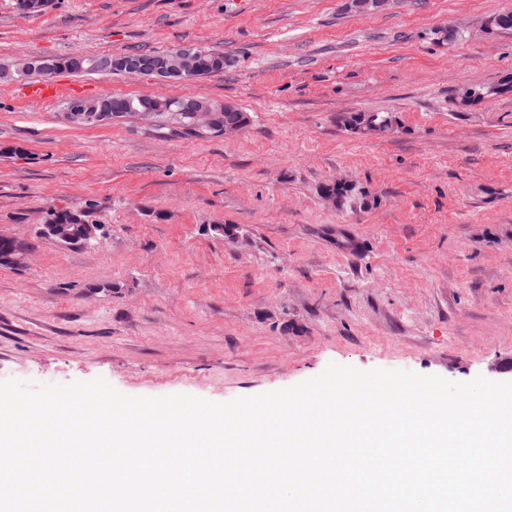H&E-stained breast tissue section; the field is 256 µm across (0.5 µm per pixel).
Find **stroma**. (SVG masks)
<instances>
[{
    "instance_id": "1",
    "label": "stroma",
    "mask_w": 512,
    "mask_h": 512,
    "mask_svg": "<svg viewBox=\"0 0 512 512\" xmlns=\"http://www.w3.org/2000/svg\"><path fill=\"white\" fill-rule=\"evenodd\" d=\"M0 0V63L193 44L224 73L185 83L61 74L54 99L0 82V381L104 378L128 396L214 402L284 389L329 364L512 381V0ZM460 36L447 41L448 29ZM485 91L451 111L453 89ZM233 102L234 137L127 119L69 124L70 98ZM393 113L354 137L337 116ZM368 194L353 212L320 190ZM91 205L103 230L66 248L50 209ZM231 224L238 242L214 232ZM197 49L194 73L196 78L223 73L224 69L226 71L233 66V58L224 52L202 47Z\"/></svg>"
}]
</instances>
